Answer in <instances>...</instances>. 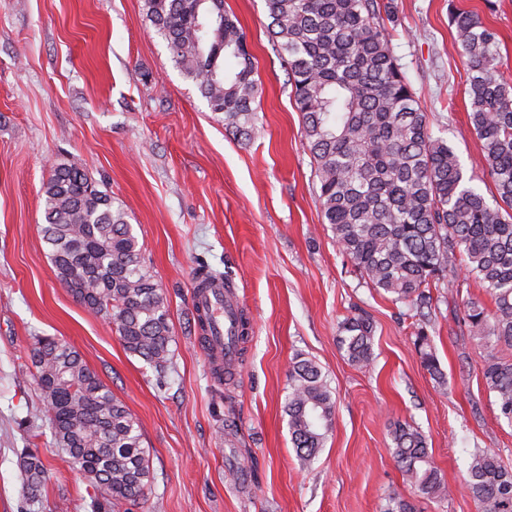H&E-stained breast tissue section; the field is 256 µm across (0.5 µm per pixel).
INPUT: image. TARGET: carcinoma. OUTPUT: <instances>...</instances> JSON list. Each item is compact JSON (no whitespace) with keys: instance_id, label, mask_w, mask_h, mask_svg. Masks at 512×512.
<instances>
[{"instance_id":"1","label":"carcinoma","mask_w":512,"mask_h":512,"mask_svg":"<svg viewBox=\"0 0 512 512\" xmlns=\"http://www.w3.org/2000/svg\"><path fill=\"white\" fill-rule=\"evenodd\" d=\"M268 29L287 65L304 140L316 165L323 223L365 283L415 315L432 309L431 289L453 293L456 266L491 296L456 314L486 350L482 374L499 415L512 424V87L502 77L498 34L468 12L455 14V44L468 71L469 119L493 183L490 196L467 185L455 149L433 136L427 115L393 55L378 0H265ZM146 16L175 66L209 109L240 139L255 131L261 94L245 33L224 0H144ZM45 242L61 285L110 322L124 349L163 377L171 363L170 309L146 263L125 211L75 164L56 163L43 186ZM199 288L227 283L203 266ZM373 324L346 319L339 343L347 359L373 361ZM424 366L443 379L428 336L418 328ZM43 410L56 445L101 490L97 512L142 500L151 484L136 418L71 344L51 337L33 347ZM283 412L299 459L313 461L332 430L335 401L318 364L288 371ZM390 452L420 497L440 500L448 487L432 465L425 435L404 422ZM25 494L40 496L47 470L20 458ZM463 484L478 512H512V471L497 454L475 448ZM381 512H414L398 494Z\"/></svg>"}]
</instances>
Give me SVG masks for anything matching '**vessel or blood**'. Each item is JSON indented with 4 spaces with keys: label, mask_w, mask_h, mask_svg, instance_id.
Returning <instances> with one entry per match:
<instances>
[{
    "label": "vessel or blood",
    "mask_w": 512,
    "mask_h": 512,
    "mask_svg": "<svg viewBox=\"0 0 512 512\" xmlns=\"http://www.w3.org/2000/svg\"><path fill=\"white\" fill-rule=\"evenodd\" d=\"M194 307H209L213 314V333L204 345V354L209 366L223 365L224 361L237 360L238 354L231 341L239 312L233 296L223 286H216L208 293H194Z\"/></svg>",
    "instance_id": "b4317fda"
}]
</instances>
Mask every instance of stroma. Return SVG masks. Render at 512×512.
<instances>
[{"label": "stroma", "instance_id": "stroma-1", "mask_svg": "<svg viewBox=\"0 0 512 512\" xmlns=\"http://www.w3.org/2000/svg\"><path fill=\"white\" fill-rule=\"evenodd\" d=\"M393 54L471 184L491 178L470 124L467 73L452 15L470 11L499 34L512 84V0H379ZM247 35L263 93L256 136L224 128L176 69L143 0H0V512H91L100 492L57 448L32 375L34 340L74 346L137 418L153 475L131 512H380L388 495L417 512H476L462 477L468 454L493 449L512 470V425L482 378L483 352L450 305H491L474 281L433 292L419 326L390 294L368 286L323 224L315 163L288 74L267 31L265 0H224ZM70 161L108 189L128 216L170 305L175 336L165 382L128 354L112 325L62 288L44 242L42 186ZM229 272L249 319L240 364L213 375L194 329L199 265ZM374 325V362L339 345L350 317ZM425 329L445 376L415 345ZM299 358L322 369L336 401L333 428L303 464L283 413ZM419 427L448 499L415 496L389 452L396 422ZM38 450L41 501L26 499L19 467Z\"/></svg>", "mask_w": 512, "mask_h": 512}]
</instances>
